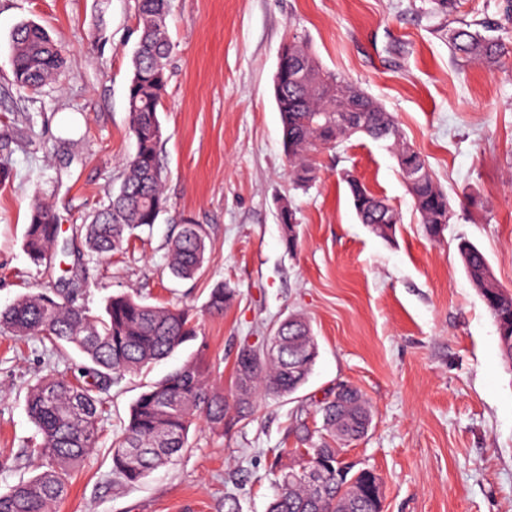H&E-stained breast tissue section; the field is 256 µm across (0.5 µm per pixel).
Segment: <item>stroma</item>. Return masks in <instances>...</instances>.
I'll return each instance as SVG.
<instances>
[{
  "label": "stroma",
  "mask_w": 512,
  "mask_h": 512,
  "mask_svg": "<svg viewBox=\"0 0 512 512\" xmlns=\"http://www.w3.org/2000/svg\"><path fill=\"white\" fill-rule=\"evenodd\" d=\"M26 20L67 49L58 80L36 92L13 84L10 36ZM462 21L512 48L507 0H459L445 16L430 0H170L159 112L169 205L101 258L78 229L119 189L135 150V0H0V164L11 171L0 181V309L53 286L64 266L59 254L34 265L23 250L38 197L79 258L92 311L128 292L189 307L199 327V341L111 387L98 445L73 471L59 512H224L228 496L240 512H266L275 471L293 464L294 449L323 444L316 409L339 383L369 402L367 434L341 455L381 476L384 512H512V368L456 248L470 240L512 289V55L496 65L454 57L447 33ZM292 39L396 117L448 196L440 239L426 235L386 143L356 135L318 151L316 183L295 187L273 93ZM345 170L398 211L393 239L361 224L339 179ZM283 198L296 209L291 251L277 219ZM187 222L206 230V262L200 276L179 280L166 268L168 243ZM218 284L235 297L212 314ZM291 314L309 319L319 344L296 394L259 399L251 416L219 429L197 420L176 462L133 486L113 478L112 443L145 386L194 358L207 379L231 388L238 348ZM83 363L75 349L0 335V493L37 472L30 385L74 377Z\"/></svg>",
  "instance_id": "1"
}]
</instances>
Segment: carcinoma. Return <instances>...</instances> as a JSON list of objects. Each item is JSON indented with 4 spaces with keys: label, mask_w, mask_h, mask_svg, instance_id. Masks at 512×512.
Instances as JSON below:
<instances>
[{
    "label": "carcinoma",
    "mask_w": 512,
    "mask_h": 512,
    "mask_svg": "<svg viewBox=\"0 0 512 512\" xmlns=\"http://www.w3.org/2000/svg\"><path fill=\"white\" fill-rule=\"evenodd\" d=\"M168 2L136 0L139 38L127 89L135 152L126 160L119 191L110 193L108 203L83 225L86 245L98 256L122 249L134 230L151 227L167 208L159 163L163 128L158 112L169 81ZM448 46L452 55L471 61L497 63L508 54L505 45L463 22L449 31ZM283 48L288 60L277 73L274 93L294 185L305 188L316 180L313 153L321 148L358 134L386 141L426 234L440 238L450 221L448 197L394 116L361 88L323 72L302 43L293 40ZM11 50L13 82L25 91L40 89L64 65L62 46L36 22H22L13 29ZM338 107L353 120H336ZM344 181L360 222L378 236L392 238L400 223L397 210L356 177L347 174ZM278 219L291 250L296 245V211L290 201L279 206ZM59 236V218L53 207L35 201L23 237L30 261L38 266L46 263L58 248L68 255L67 246H59ZM206 239L201 225H182L168 251L169 269L175 277L191 279L202 272ZM457 251L467 277L493 316L502 357L511 365L512 290L495 281L486 256L471 241L459 239ZM77 284V268L71 266L55 288L24 295L0 310L1 334L37 336L55 350L74 348L86 360L80 377H45L30 388L27 409L40 436L36 448L41 472L0 494V512H56L67 493L71 471L97 445L106 382L117 383L128 373L146 369L198 337L196 322L185 308L150 304L120 293L109 296L104 314L97 315L78 303L85 289ZM233 296L232 289L216 285L209 295V311L223 312ZM318 355L310 321L301 315L297 324L282 328L273 352L254 357L248 370L235 362L234 386L227 394L208 383L196 362H185L146 386L134 401L128 423L112 448V475L124 484H136L187 447L195 420L202 417L222 428L232 408L240 418L250 415L261 393L277 397L296 393L307 382ZM317 412L333 444L296 452L308 469L323 465V478L317 483L304 477L292 480L289 475L299 470L280 471L266 512H374L373 476L347 469L340 455V446L364 434L370 414L364 394L353 387L341 402L324 401Z\"/></svg>",
    "instance_id": "obj_1"
}]
</instances>
